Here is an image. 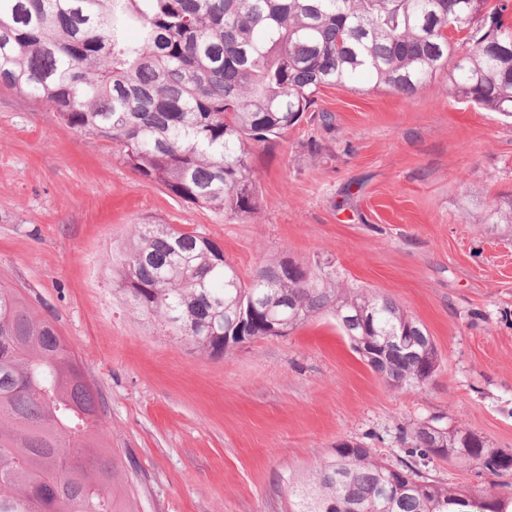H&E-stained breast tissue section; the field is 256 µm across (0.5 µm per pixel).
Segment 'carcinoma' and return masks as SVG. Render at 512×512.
Here are the masks:
<instances>
[{
  "instance_id": "carcinoma-1",
  "label": "carcinoma",
  "mask_w": 512,
  "mask_h": 512,
  "mask_svg": "<svg viewBox=\"0 0 512 512\" xmlns=\"http://www.w3.org/2000/svg\"><path fill=\"white\" fill-rule=\"evenodd\" d=\"M508 0H0V87L66 126L117 142L143 179L229 219L257 204L251 154L312 111L325 86L364 76L412 97L442 82L512 117ZM139 30L136 40L128 37ZM489 224L512 225L492 206ZM115 264L131 308L219 359L224 337L288 335L321 313L394 389L421 388L439 360L425 327L328 265L286 258L248 279L198 231L149 221ZM410 336L411 348L395 344ZM94 384L56 326L0 288V512H134L117 501ZM390 464L358 441L288 473L290 512H512V483L454 488L422 475L435 459L493 477L512 451L442 417L402 432Z\"/></svg>"
}]
</instances>
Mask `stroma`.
<instances>
[{
	"instance_id": "stroma-1",
	"label": "stroma",
	"mask_w": 512,
	"mask_h": 512,
	"mask_svg": "<svg viewBox=\"0 0 512 512\" xmlns=\"http://www.w3.org/2000/svg\"><path fill=\"white\" fill-rule=\"evenodd\" d=\"M252 166L258 207L227 219L0 88V285L84 365L137 512H288V472L350 440L397 462L401 430L435 415L512 449V233L486 221L512 196V119L438 82L407 98L362 78L321 88ZM146 219L205 233L245 278L278 257L334 264L424 325L437 375L392 389L329 315L220 359L193 352L112 289L109 259Z\"/></svg>"
}]
</instances>
